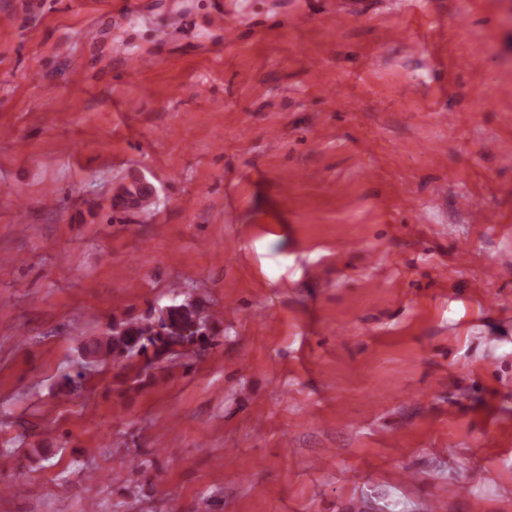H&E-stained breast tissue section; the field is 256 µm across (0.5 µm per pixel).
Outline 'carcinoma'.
<instances>
[{"mask_svg":"<svg viewBox=\"0 0 512 512\" xmlns=\"http://www.w3.org/2000/svg\"><path fill=\"white\" fill-rule=\"evenodd\" d=\"M128 202L142 207L147 201L154 206L152 189L135 183L125 191ZM182 300L167 306L165 318H143L112 323V329L86 348L97 360L130 363L134 358L153 354L157 360L195 346L204 349L211 340V319L188 292H178Z\"/></svg>","mask_w":512,"mask_h":512,"instance_id":"carcinoma-1","label":"carcinoma"}]
</instances>
